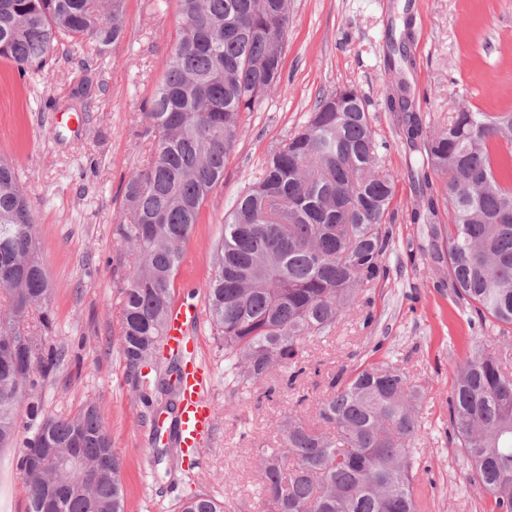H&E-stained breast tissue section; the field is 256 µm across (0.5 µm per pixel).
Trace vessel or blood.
<instances>
[{
    "mask_svg": "<svg viewBox=\"0 0 512 512\" xmlns=\"http://www.w3.org/2000/svg\"><path fill=\"white\" fill-rule=\"evenodd\" d=\"M200 313L201 307L194 300L184 298L173 303L163 338L165 350L182 356L175 444L184 449L197 448L214 429V411L208 397L211 377L188 335L189 327L198 323Z\"/></svg>",
    "mask_w": 512,
    "mask_h": 512,
    "instance_id": "b4317fda",
    "label": "vessel or blood"
}]
</instances>
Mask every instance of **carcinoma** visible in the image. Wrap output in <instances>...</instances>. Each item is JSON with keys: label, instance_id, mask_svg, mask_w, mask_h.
<instances>
[{"label": "carcinoma", "instance_id": "obj_1", "mask_svg": "<svg viewBox=\"0 0 512 512\" xmlns=\"http://www.w3.org/2000/svg\"><path fill=\"white\" fill-rule=\"evenodd\" d=\"M126 0H0V58L21 80L57 47L78 61L76 99L86 102L111 47L125 34ZM179 27L138 136L150 144L128 179L116 243L134 256L122 288L121 354L146 404L179 398L181 360L155 376L175 277L203 204L246 134V117L281 80L290 0H175ZM412 18L388 30L387 64L409 61ZM407 145L420 152L414 222L430 225L448 257L450 294L477 318L512 329V113L470 106L436 127L423 124L409 84L387 97ZM359 92L338 87L264 161L224 215L205 306L224 343V393L258 388L276 369L291 386L305 372L301 347L330 331L386 278L392 232L386 219L396 177ZM433 170L440 180L428 175ZM450 223L437 225L441 209ZM36 218L18 170L0 160V447L16 437V411L35 377L62 354L42 350L50 327V282L36 255ZM38 313L27 330L23 323ZM419 392L391 360L336 375L316 423L290 415L282 447L258 449L264 512H415ZM448 433L471 464L488 512H512V375L487 346L468 342L448 395ZM28 512H124L122 460L94 403L71 416H42L20 451ZM180 512H224L209 492Z\"/></svg>", "mask_w": 512, "mask_h": 512}]
</instances>
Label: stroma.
I'll return each mask as SVG.
<instances>
[{
	"mask_svg": "<svg viewBox=\"0 0 512 512\" xmlns=\"http://www.w3.org/2000/svg\"><path fill=\"white\" fill-rule=\"evenodd\" d=\"M414 21L406 73L424 122H447L459 103L479 112L512 113V0H291L288 49L281 82L246 120L218 185L202 206L184 246L175 297L186 283L204 300L211 256L224 233V214L252 184L268 153L303 125L316 101L351 85L364 97L383 167L397 178L389 219L387 280L324 336L306 341V371L295 389L272 396L257 389L224 393V346L208 319L191 329L212 373L208 396L215 430L200 446V467L177 451L159 452L151 420L161 414L131 390L120 352L121 289L132 258L114 240L113 222L124 187L141 165L146 143L139 118L161 78L178 18L172 0H126V37L111 49L86 112L70 108L79 75L56 51L42 74L22 81L0 59V158L14 163L37 219V253L53 287L51 326L40 347L63 353L41 377L35 396L44 413L67 416L85 403L104 412L112 447L123 461L125 512H177L202 491L226 512H263L256 479L257 451L279 447L284 416L311 417L327 393L328 375L391 358L423 398L417 441L419 494L424 512H487L489 501L468 480L469 463L448 436V393L469 337L485 342L512 373V337L474 321L450 295L448 264L433 258L425 225L413 223L415 161L386 108L396 83L388 71L386 31L391 17ZM308 395L299 403V395ZM18 448L0 450V512H26Z\"/></svg>",
	"mask_w": 512,
	"mask_h": 512,
	"instance_id": "1",
	"label": "stroma"
}]
</instances>
